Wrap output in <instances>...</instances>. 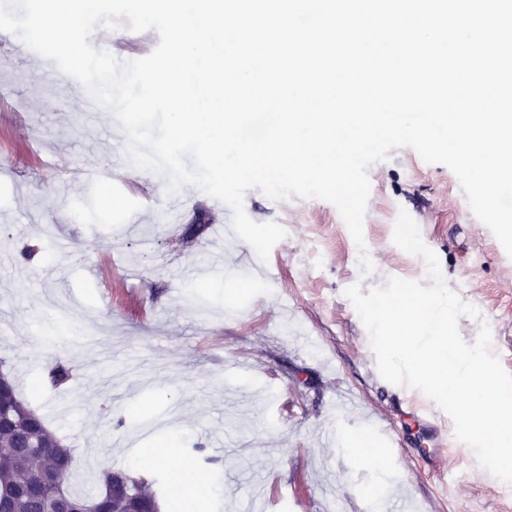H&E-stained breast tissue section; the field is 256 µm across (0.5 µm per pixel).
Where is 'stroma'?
<instances>
[{
    "label": "stroma",
    "mask_w": 512,
    "mask_h": 512,
    "mask_svg": "<svg viewBox=\"0 0 512 512\" xmlns=\"http://www.w3.org/2000/svg\"><path fill=\"white\" fill-rule=\"evenodd\" d=\"M39 0H0V359L22 398L73 450L70 485L133 469L142 449L172 438L170 461L144 469L170 502L172 464L215 478L210 512H512V484L480 467L450 417L422 392L379 374L368 333L344 291L388 278L430 285L425 261L393 241L400 212L416 222L449 287L488 324L512 372V257L471 211L454 173L409 147L368 171L363 222L373 272L338 209L310 198L274 202L248 190L243 208L287 232L260 262L241 238L211 242L232 211L188 185L135 168L113 113L85 117L43 63L36 37L15 44ZM124 60L149 55L156 30L101 29ZM66 361L72 377L47 385ZM438 429L446 449L402 448V414ZM390 456L397 472L352 463L344 439Z\"/></svg>",
    "instance_id": "obj_1"
}]
</instances>
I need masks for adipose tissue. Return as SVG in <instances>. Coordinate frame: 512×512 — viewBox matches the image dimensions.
<instances>
[{"instance_id":"ef3b65f1","label":"adipose tissue","mask_w":512,"mask_h":512,"mask_svg":"<svg viewBox=\"0 0 512 512\" xmlns=\"http://www.w3.org/2000/svg\"><path fill=\"white\" fill-rule=\"evenodd\" d=\"M91 0H40L38 10L29 16L24 30L46 43L75 52V68L87 73L92 55L82 38L83 19Z\"/></svg>"}]
</instances>
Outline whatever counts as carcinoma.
I'll return each mask as SVG.
<instances>
[{
    "mask_svg": "<svg viewBox=\"0 0 512 512\" xmlns=\"http://www.w3.org/2000/svg\"><path fill=\"white\" fill-rule=\"evenodd\" d=\"M70 377L62 361L49 371L54 386ZM0 380V512H83L88 504L102 512H160L146 480L124 471L109 469L98 487L73 493L72 449L17 396L11 375L3 372Z\"/></svg>",
    "mask_w": 512,
    "mask_h": 512,
    "instance_id": "1",
    "label": "carcinoma"
}]
</instances>
